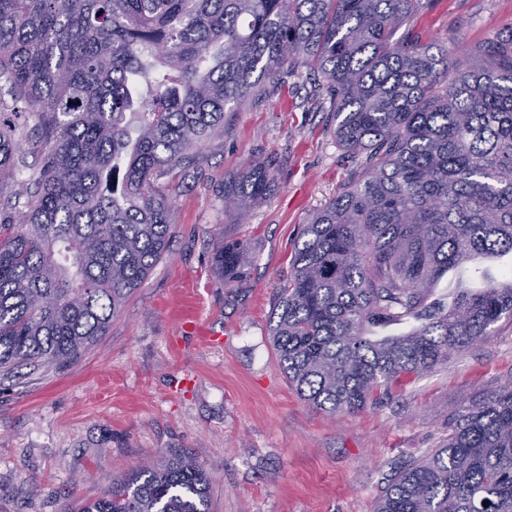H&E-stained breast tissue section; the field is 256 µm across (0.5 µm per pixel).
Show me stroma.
Listing matches in <instances>:
<instances>
[{
  "instance_id": "35a3bbf8",
  "label": "stroma",
  "mask_w": 512,
  "mask_h": 512,
  "mask_svg": "<svg viewBox=\"0 0 512 512\" xmlns=\"http://www.w3.org/2000/svg\"><path fill=\"white\" fill-rule=\"evenodd\" d=\"M509 29L512 0H430L396 36L465 50ZM335 126L309 72H286L159 178L174 208L168 250L108 334L63 369L0 377V512H63L72 498L103 495L108 477L180 452L209 475L211 512H373L397 459L437 447L454 407L512 383L503 323L360 412L329 417L289 385L268 336L279 289L302 225L361 170ZM14 137L15 175L35 179L47 149L39 116L27 114ZM253 161L268 165L270 193L244 216L225 212V176ZM219 233L251 247L239 281L215 270ZM505 265L462 264L433 296L481 290Z\"/></svg>"
}]
</instances>
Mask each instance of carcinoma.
<instances>
[{
  "mask_svg": "<svg viewBox=\"0 0 512 512\" xmlns=\"http://www.w3.org/2000/svg\"><path fill=\"white\" fill-rule=\"evenodd\" d=\"M424 0H0V97L41 115L39 176L14 175L0 120V373L62 368L167 252L164 168L224 132V113L284 70L307 67L333 101L341 150L365 155L303 225L270 343L296 393L336 417L512 324V270L454 301L429 297L448 270L512 255V30L464 52L393 40ZM124 169L121 189L103 187ZM271 187L252 162L224 180L241 214ZM224 283L251 264L219 239ZM413 322L409 331L376 329ZM65 512H210L209 476L174 454L108 480ZM488 506H483V503ZM375 512H512V385L451 415L448 438L398 461Z\"/></svg>",
  "mask_w": 512,
  "mask_h": 512,
  "instance_id": "obj_1",
  "label": "carcinoma"
}]
</instances>
